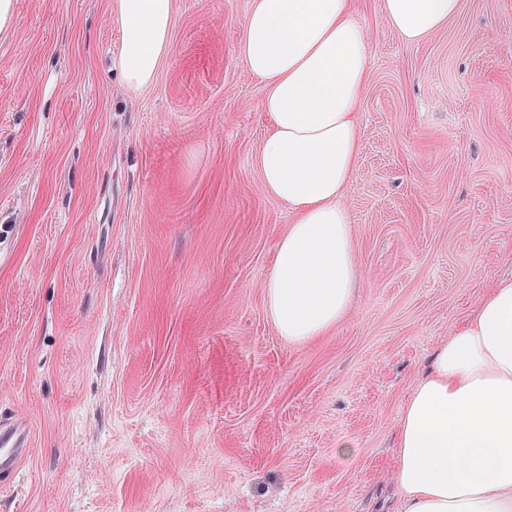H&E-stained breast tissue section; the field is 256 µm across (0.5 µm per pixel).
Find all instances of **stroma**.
Listing matches in <instances>:
<instances>
[{
  "label": "stroma",
  "mask_w": 512,
  "mask_h": 512,
  "mask_svg": "<svg viewBox=\"0 0 512 512\" xmlns=\"http://www.w3.org/2000/svg\"><path fill=\"white\" fill-rule=\"evenodd\" d=\"M249 0H175L125 87L112 0H16L0 37V415L29 453L0 512H399L402 403L512 272V0L408 45L381 0L347 189L356 292L316 340L265 286L293 214L252 169ZM352 454H338L340 442Z\"/></svg>",
  "instance_id": "stroma-1"
}]
</instances>
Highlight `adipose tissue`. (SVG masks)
<instances>
[{"label": "adipose tissue", "instance_id": "ef3b65f1", "mask_svg": "<svg viewBox=\"0 0 512 512\" xmlns=\"http://www.w3.org/2000/svg\"><path fill=\"white\" fill-rule=\"evenodd\" d=\"M461 0H381L389 27L419 43ZM174 0H113L127 87L152 83L167 49ZM352 0H250L237 54L264 86L268 134L253 157L261 189L290 206L266 301L281 336L306 343L346 314L355 281L343 196L362 143L369 80L366 30ZM392 481L400 512H512V276L436 348L402 404Z\"/></svg>", "mask_w": 512, "mask_h": 512}]
</instances>
